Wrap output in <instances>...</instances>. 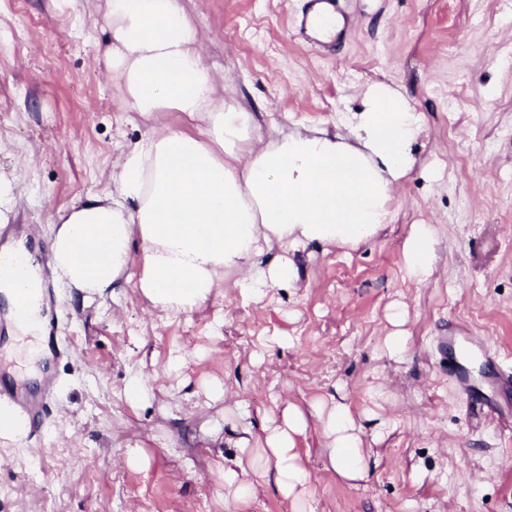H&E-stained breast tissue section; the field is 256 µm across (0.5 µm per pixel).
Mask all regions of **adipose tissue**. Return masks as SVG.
Here are the masks:
<instances>
[{
    "label": "adipose tissue",
    "mask_w": 512,
    "mask_h": 512,
    "mask_svg": "<svg viewBox=\"0 0 512 512\" xmlns=\"http://www.w3.org/2000/svg\"><path fill=\"white\" fill-rule=\"evenodd\" d=\"M111 40L105 66L120 98L151 123L152 133L128 147L112 172V192L70 207L53 237L50 266L87 299L104 298L142 246L134 287L164 313L197 311L224 289L255 296L298 280L293 255L307 244L355 247L392 220L394 184L413 167L421 133L409 103L382 83L371 84L367 105L351 125L354 144L326 133L284 134L263 142L253 116L225 98L223 78L205 66L202 39L179 0H107ZM199 119L195 134L168 125L167 113ZM434 231L412 225L405 243L410 278L432 270ZM283 248L272 262L266 249ZM30 303L9 312L10 342L43 357V279L28 265ZM307 417L287 403L282 422L266 426L267 465L253 471L243 459L224 462V489L239 498L257 483H274L307 512L310 473L296 438ZM329 459L347 480L364 479L369 457L348 405L333 402L322 419Z\"/></svg>",
    "instance_id": "ef3b65f1"
}]
</instances>
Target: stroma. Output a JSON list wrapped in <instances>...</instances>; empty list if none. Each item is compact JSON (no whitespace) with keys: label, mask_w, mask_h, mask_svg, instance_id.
<instances>
[{"label":"stroma","mask_w":512,"mask_h":512,"mask_svg":"<svg viewBox=\"0 0 512 512\" xmlns=\"http://www.w3.org/2000/svg\"><path fill=\"white\" fill-rule=\"evenodd\" d=\"M206 66L270 137L347 131L382 82L421 114L417 162L394 221L357 248L312 243L297 284L232 290L190 314L149 307L133 282L85 301L48 252L59 214L111 190L123 151L151 128L120 102L102 52L106 0H0V222L16 225L68 324L67 354L0 347V374L56 378L40 438L0 436V512H294L274 485L224 496V459L262 446L285 402L308 413L298 441L313 512H512V393L503 413L468 404L491 361L512 362V0H350L336 54L295 37L303 0H182ZM435 231L432 275L406 274L411 225ZM479 341L448 377L441 348ZM403 332L392 356L386 336ZM150 389L139 402L130 379ZM233 400L214 396L215 384ZM346 403L372 450L364 480L330 467L313 409Z\"/></svg>","instance_id":"obj_1"}]
</instances>
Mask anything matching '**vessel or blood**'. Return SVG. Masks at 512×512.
I'll list each match as a JSON object with an SVG mask.
<instances>
[{
	"instance_id": "1",
	"label": "vessel or blood",
	"mask_w": 512,
	"mask_h": 512,
	"mask_svg": "<svg viewBox=\"0 0 512 512\" xmlns=\"http://www.w3.org/2000/svg\"><path fill=\"white\" fill-rule=\"evenodd\" d=\"M349 28V15L341 8L340 0H305L293 23L297 37L328 50L346 37ZM54 397L52 378H45L42 387L34 389L0 377V404L16 408L28 420L30 434H38Z\"/></svg>"
}]
</instances>
